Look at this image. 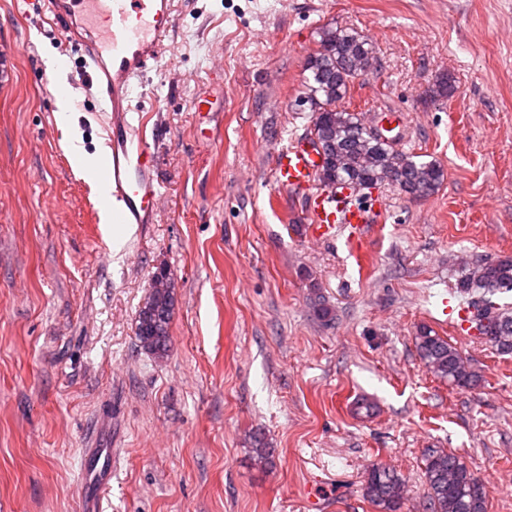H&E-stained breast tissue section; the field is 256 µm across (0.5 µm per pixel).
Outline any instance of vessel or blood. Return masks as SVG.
I'll return each instance as SVG.
<instances>
[{
	"label": "vessel or blood",
	"instance_id": "1",
	"mask_svg": "<svg viewBox=\"0 0 512 512\" xmlns=\"http://www.w3.org/2000/svg\"><path fill=\"white\" fill-rule=\"evenodd\" d=\"M178 0H40V12L53 34L84 55V75L108 114L107 150L92 179L105 185L103 205L116 224H150L160 195L156 162L142 120L133 118L131 94L155 69L171 41ZM319 156L306 141L282 148L274 177L283 188L309 196L312 235L322 237L338 225L350 236L362 235L380 219L381 206L353 203L347 189L317 188ZM112 448H90L82 462L83 512H93L94 491L112 479Z\"/></svg>",
	"mask_w": 512,
	"mask_h": 512
}]
</instances>
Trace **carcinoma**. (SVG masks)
<instances>
[{
  "label": "carcinoma",
  "instance_id": "carcinoma-1",
  "mask_svg": "<svg viewBox=\"0 0 512 512\" xmlns=\"http://www.w3.org/2000/svg\"><path fill=\"white\" fill-rule=\"evenodd\" d=\"M376 50L371 41L351 28L325 27L320 50L307 58L304 92L312 125L306 136L319 141L324 161L318 173L321 186L334 189H370L391 184L408 196L434 193L444 181V170L433 160L397 149L388 138L367 130L359 113L350 109V87L368 74ZM467 297L470 321L497 351L512 353V310L493 296L512 292V257L478 260L456 284ZM175 297L155 295L138 311L136 338L145 352L162 358L170 351L169 326ZM415 346L426 370L457 387L475 385L478 376L457 347L436 331L422 327ZM428 512H488V492L457 454L429 448L424 454ZM405 479L397 471L374 465L363 494L378 512H401Z\"/></svg>",
  "mask_w": 512,
  "mask_h": 512
}]
</instances>
